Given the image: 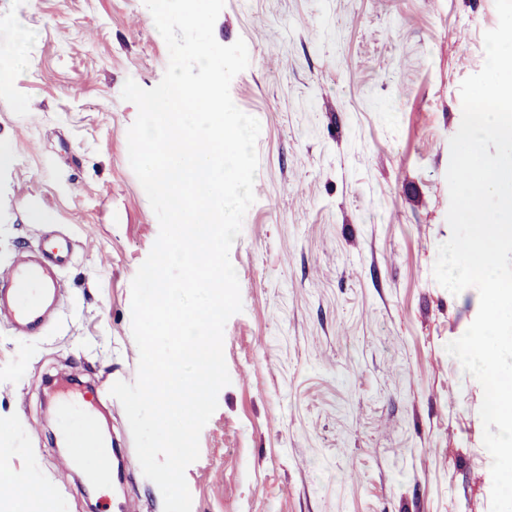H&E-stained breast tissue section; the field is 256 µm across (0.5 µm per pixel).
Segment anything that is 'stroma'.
<instances>
[{
    "instance_id": "1",
    "label": "stroma",
    "mask_w": 512,
    "mask_h": 512,
    "mask_svg": "<svg viewBox=\"0 0 512 512\" xmlns=\"http://www.w3.org/2000/svg\"><path fill=\"white\" fill-rule=\"evenodd\" d=\"M495 0H225L230 85L261 126L255 202L231 250L243 309L224 330L231 378L185 471L191 512H490L480 383L445 346L480 297L433 277L447 223L461 82L481 70ZM28 68L0 93V265L54 231L74 244L50 325L0 326V512H163L115 382H134L131 281L159 222L130 167L135 104L169 53L144 0H0V53ZM47 214L34 223L29 211ZM106 391L91 421L128 459L122 484L70 471L51 381Z\"/></svg>"
}]
</instances>
